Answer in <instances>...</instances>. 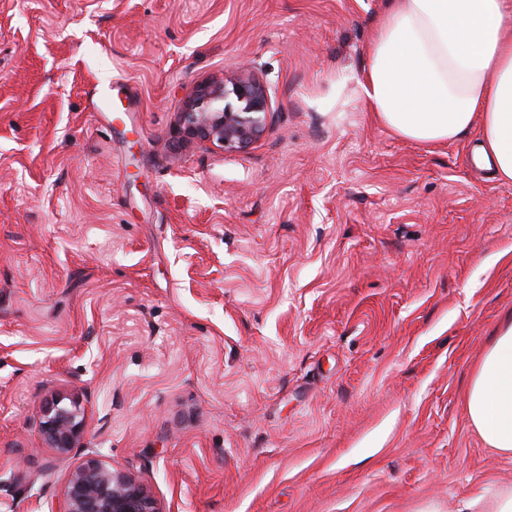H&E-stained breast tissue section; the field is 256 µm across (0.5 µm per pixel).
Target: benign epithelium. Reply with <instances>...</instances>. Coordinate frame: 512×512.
Here are the masks:
<instances>
[{"label":"benign epithelium","instance_id":"1","mask_svg":"<svg viewBox=\"0 0 512 512\" xmlns=\"http://www.w3.org/2000/svg\"><path fill=\"white\" fill-rule=\"evenodd\" d=\"M235 103L228 102L229 97ZM275 111L266 84L253 72L234 73L222 81L200 85L182 112L180 131L228 152L248 149ZM84 412L78 402L45 399L39 434L49 448L71 453L81 448ZM57 512H162L156 499L124 471L95 457L84 459L70 473Z\"/></svg>","mask_w":512,"mask_h":512}]
</instances>
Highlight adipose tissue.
Instances as JSON below:
<instances>
[{"label":"adipose tissue","mask_w":512,"mask_h":512,"mask_svg":"<svg viewBox=\"0 0 512 512\" xmlns=\"http://www.w3.org/2000/svg\"><path fill=\"white\" fill-rule=\"evenodd\" d=\"M366 54L357 95L384 126L426 144L479 130L476 166L512 182V0H391ZM465 408L485 444L512 458V314Z\"/></svg>","instance_id":"obj_1"}]
</instances>
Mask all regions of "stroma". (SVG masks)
Returning <instances> with one entry per match:
<instances>
[{"label":"stroma","instance_id":"obj_1","mask_svg":"<svg viewBox=\"0 0 512 512\" xmlns=\"http://www.w3.org/2000/svg\"><path fill=\"white\" fill-rule=\"evenodd\" d=\"M387 0H0V512L93 456L163 512H457L512 484L465 395L512 183L356 98ZM250 149L178 132L235 65ZM78 398L80 453L39 437Z\"/></svg>","mask_w":512,"mask_h":512}]
</instances>
